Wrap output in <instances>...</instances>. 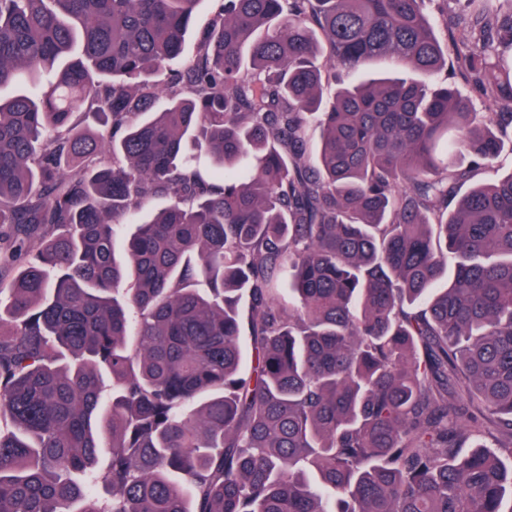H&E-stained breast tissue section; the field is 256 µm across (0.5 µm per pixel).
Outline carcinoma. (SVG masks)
<instances>
[{
	"label": "carcinoma",
	"mask_w": 512,
	"mask_h": 512,
	"mask_svg": "<svg viewBox=\"0 0 512 512\" xmlns=\"http://www.w3.org/2000/svg\"><path fill=\"white\" fill-rule=\"evenodd\" d=\"M199 2L0 0V512H512V12ZM217 2L215 0H202L198 15H197V22L194 27L192 36L189 38V40L186 42L184 51L182 54V58L180 60L179 64L174 65V68H177L180 66V64L188 63L192 61L196 54V47L197 44L203 35L204 31L208 27L211 19L213 18L215 11L217 9ZM448 81L454 82L464 94L474 101L478 112H502L498 106L487 102L480 90L472 83L462 79L452 67H448Z\"/></svg>",
	"instance_id": "1"
}]
</instances>
